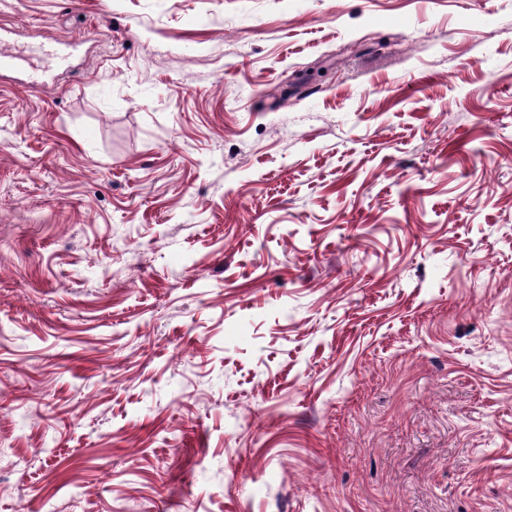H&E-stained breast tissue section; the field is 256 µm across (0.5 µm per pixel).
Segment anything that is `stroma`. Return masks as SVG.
Masks as SVG:
<instances>
[{
	"instance_id": "1",
	"label": "stroma",
	"mask_w": 512,
	"mask_h": 512,
	"mask_svg": "<svg viewBox=\"0 0 512 512\" xmlns=\"http://www.w3.org/2000/svg\"><path fill=\"white\" fill-rule=\"evenodd\" d=\"M0 512H512V0H0Z\"/></svg>"
}]
</instances>
